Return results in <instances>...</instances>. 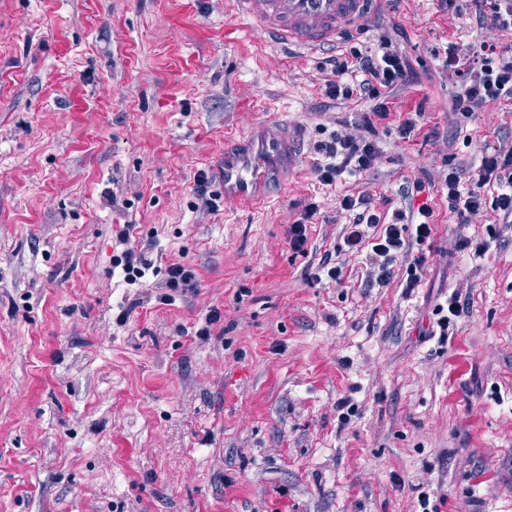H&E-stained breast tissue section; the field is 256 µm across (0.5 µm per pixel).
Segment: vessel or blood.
<instances>
[{"instance_id":"obj_1","label":"vessel or blood","mask_w":512,"mask_h":512,"mask_svg":"<svg viewBox=\"0 0 512 512\" xmlns=\"http://www.w3.org/2000/svg\"><path fill=\"white\" fill-rule=\"evenodd\" d=\"M383 0H235V7L270 45L314 52L369 27ZM300 142L275 121L225 137L220 177L229 205L260 207L297 168Z\"/></svg>"}]
</instances>
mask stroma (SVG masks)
Instances as JSON below:
<instances>
[{"instance_id": "1", "label": "stroma", "mask_w": 512, "mask_h": 512, "mask_svg": "<svg viewBox=\"0 0 512 512\" xmlns=\"http://www.w3.org/2000/svg\"><path fill=\"white\" fill-rule=\"evenodd\" d=\"M384 36L417 84L382 117L367 95L329 98L327 58ZM483 40L512 48L440 0H400L313 55L267 44L232 0H0V512H512V222L490 189L454 223L443 180L512 148L511 101L451 109L445 50ZM269 119L300 133L281 193L197 209L225 134ZM348 119L379 156L322 185L313 145ZM359 193L388 222L433 210L384 283L343 244L340 201ZM308 203L301 255L288 227ZM124 224L195 288L165 304L155 276L126 285ZM461 235L486 254L457 252Z\"/></svg>"}]
</instances>
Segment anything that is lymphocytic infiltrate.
Masks as SVG:
<instances>
[{
  "label": "lymphocytic infiltrate",
  "mask_w": 512,
  "mask_h": 512,
  "mask_svg": "<svg viewBox=\"0 0 512 512\" xmlns=\"http://www.w3.org/2000/svg\"><path fill=\"white\" fill-rule=\"evenodd\" d=\"M332 80L326 83L328 96L351 98L354 90L368 92L374 100L373 114L383 115L388 110L387 90L416 82L417 73L407 56L399 51L391 39L385 38L371 50L354 53L352 61L332 58L330 61ZM442 68L455 78L458 92L453 100L454 111L471 116L481 111L485 104L502 98L512 99V54L498 48L496 43L484 42L465 49L449 46L445 51ZM360 74L357 88L342 83V76ZM314 151L321 161L315 166L317 176L323 184L335 183L342 175H356L369 169L378 156V148L369 136L348 131L331 134L328 139L315 142ZM469 180L468 193H461V180ZM445 183L448 187V211L458 223L467 224L478 215L484 204V193L495 187V207L504 217L512 216V150H495L482 156L480 163L460 175L457 169H449ZM343 210L353 212L351 224L346 227L343 242L346 251L362 252L370 248L381 277H388V267L405 249V232H412L416 241L430 238L432 226L428 219L432 212L421 208L420 222L406 226L399 222L381 225L379 216L371 207L366 195L344 196ZM382 226L383 231L375 242H368L367 230Z\"/></svg>",
  "instance_id": "obj_1"
}]
</instances>
